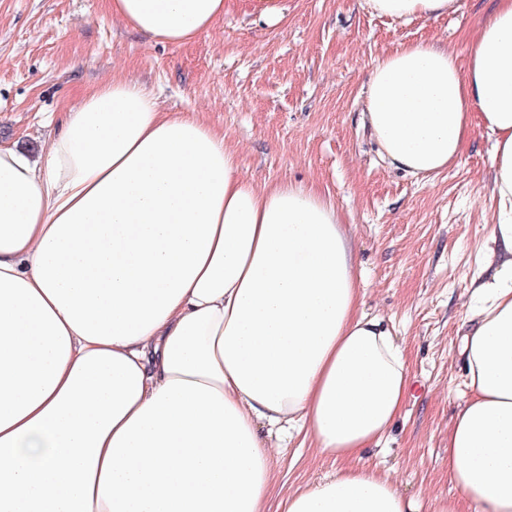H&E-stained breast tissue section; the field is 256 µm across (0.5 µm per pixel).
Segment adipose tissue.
<instances>
[{
  "instance_id": "obj_1",
  "label": "adipose tissue",
  "mask_w": 512,
  "mask_h": 512,
  "mask_svg": "<svg viewBox=\"0 0 512 512\" xmlns=\"http://www.w3.org/2000/svg\"><path fill=\"white\" fill-rule=\"evenodd\" d=\"M457 0H366L381 16ZM183 44L224 0H108ZM467 69L423 42L370 71L362 120L390 167L437 173L473 123L494 140L489 277L473 281L469 391L448 430L458 498L434 512H512V0ZM335 204L241 176L224 135L112 80L61 119L39 159L0 147V512H267L261 426L307 429L341 466L278 512H421L362 464L409 394L391 324L358 310Z\"/></svg>"
}]
</instances>
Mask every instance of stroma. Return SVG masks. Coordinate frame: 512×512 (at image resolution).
Wrapping results in <instances>:
<instances>
[{"label":"stroma","mask_w":512,"mask_h":512,"mask_svg":"<svg viewBox=\"0 0 512 512\" xmlns=\"http://www.w3.org/2000/svg\"><path fill=\"white\" fill-rule=\"evenodd\" d=\"M257 2L224 0L223 18L193 42L162 45L115 19L107 0H0V146L38 155L57 115L126 79L162 111L223 131L245 178L328 196L356 242L359 309L392 322L410 377L400 416L362 461L422 504L456 497L448 428L468 396L460 349L491 234L494 142L473 125L448 168L413 176L381 160L361 112L374 60L428 41L466 63L492 0L409 21L373 14L366 0H275L277 14L264 19ZM279 445L273 510L288 489L339 467L305 433Z\"/></svg>","instance_id":"obj_1"}]
</instances>
